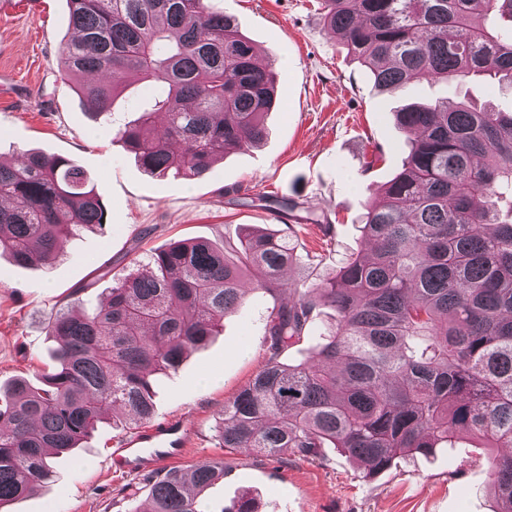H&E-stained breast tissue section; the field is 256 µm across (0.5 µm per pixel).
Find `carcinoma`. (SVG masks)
<instances>
[{
	"mask_svg": "<svg viewBox=\"0 0 512 512\" xmlns=\"http://www.w3.org/2000/svg\"><path fill=\"white\" fill-rule=\"evenodd\" d=\"M73 36L65 73L99 74L79 86L102 113L134 83L148 108L118 130L144 172L186 178L259 145L276 94L273 71L212 0H67ZM383 92L419 79L468 78L512 87V0H319ZM410 135L402 170L368 203L371 252L337 262L336 276L272 307L264 366L224 403V448L304 460L336 448L372 478L398 458L430 454L461 435L509 448L493 483L512 512V111L437 98L395 112ZM181 145L179 153L171 142ZM291 220L252 232L235 260L205 239L182 240L113 277L107 302L57 311L48 333L56 366L33 385L17 376L0 393V510L52 474L51 455L79 447L114 406L151 419L150 378L174 370L243 302L245 273L277 297L291 267L323 257L297 251L302 203L267 197ZM107 211L70 160L28 149L0 160V250L17 265L51 261L70 237L103 229ZM336 324L312 359L282 355L319 316ZM224 468L171 469L153 480L143 512H207L203 492Z\"/></svg>",
	"mask_w": 512,
	"mask_h": 512,
	"instance_id": "1",
	"label": "carcinoma"
}]
</instances>
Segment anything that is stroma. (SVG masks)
<instances>
[{
    "label": "stroma",
    "mask_w": 512,
    "mask_h": 512,
    "mask_svg": "<svg viewBox=\"0 0 512 512\" xmlns=\"http://www.w3.org/2000/svg\"><path fill=\"white\" fill-rule=\"evenodd\" d=\"M215 4L272 63L277 101L259 147L230 152L194 179L147 175L116 136L144 107L148 86L133 85L98 116L77 95L78 80L65 75L59 54L71 34L66 0H7L0 9V155L10 160L17 150L38 148L71 159L93 178L108 209L104 230L66 241L51 264L20 267L0 255L1 384L51 366L50 317L62 307L100 306L113 274L147 255L177 240L204 238L220 247L254 230L281 229L260 205L265 195L298 196L334 224L331 237L311 223L298 234L300 251L323 256L320 278L333 275L343 256L367 251L360 219L369 193L407 155V136L392 117L397 107L437 97L512 107V88L488 80L378 92L343 39L325 28L315 0ZM272 305L269 294L245 288L242 307L205 347L152 376L154 419L183 418L193 438L186 455L158 472L223 463V479L204 494L208 512H232L247 497L261 512H498L496 451L469 437L432 456L398 459L372 479L333 448L311 461L220 447L225 402L264 364ZM126 420L112 409L80 448L54 456L52 477L9 503L8 512H143L149 487L141 474L109 467L132 433Z\"/></svg>",
    "instance_id": "35a3bbf8"
}]
</instances>
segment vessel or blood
<instances>
[{"label":"vessel or blood","mask_w":512,"mask_h":512,"mask_svg":"<svg viewBox=\"0 0 512 512\" xmlns=\"http://www.w3.org/2000/svg\"><path fill=\"white\" fill-rule=\"evenodd\" d=\"M190 431L176 419H165L128 437L112 462L123 470L144 471L160 461L179 456L189 444Z\"/></svg>","instance_id":"vessel-or-blood-1"}]
</instances>
